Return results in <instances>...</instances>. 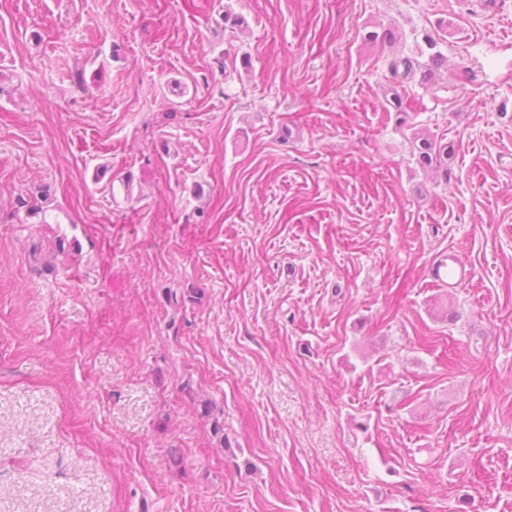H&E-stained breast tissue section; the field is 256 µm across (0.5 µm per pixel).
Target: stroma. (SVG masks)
Returning <instances> with one entry per match:
<instances>
[{
	"label": "stroma",
	"instance_id": "stroma-1",
	"mask_svg": "<svg viewBox=\"0 0 512 512\" xmlns=\"http://www.w3.org/2000/svg\"><path fill=\"white\" fill-rule=\"evenodd\" d=\"M0 512H512V0H0ZM427 51L419 47L420 57L427 55L428 62L422 63L417 56L405 55L403 52L395 53L388 61V69L396 83H403L408 79H414L419 75L420 83L427 84L434 70H438L448 64V58L441 50H438V40L431 34L424 38ZM413 153L417 162L425 170L440 169L446 163L451 152L448 144H442L426 130L414 131L412 134ZM449 149V150H448ZM101 167H97V176L100 180H106L108 182V188L112 202L115 205L128 204L132 199L133 189L129 179L125 177H117L109 173L108 169L100 170Z\"/></svg>",
	"mask_w": 512,
	"mask_h": 512
}]
</instances>
